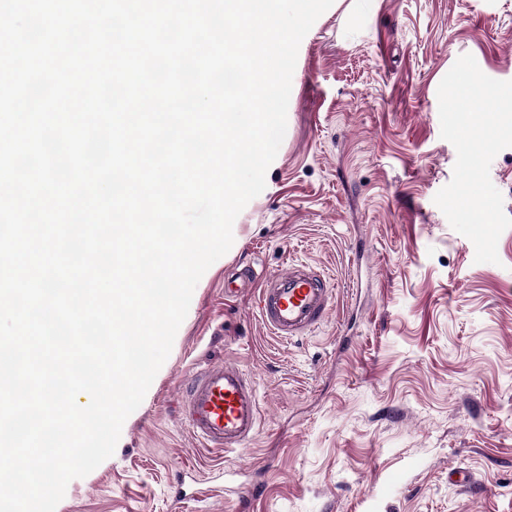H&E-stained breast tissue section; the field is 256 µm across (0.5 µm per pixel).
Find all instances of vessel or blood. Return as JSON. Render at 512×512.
<instances>
[{"label": "vessel or blood", "instance_id": "1", "mask_svg": "<svg viewBox=\"0 0 512 512\" xmlns=\"http://www.w3.org/2000/svg\"><path fill=\"white\" fill-rule=\"evenodd\" d=\"M259 280L257 313L269 334L282 341L302 338L318 328L334 304L328 279L306 262H289ZM180 416L201 447L224 453L244 449L261 416L249 372L228 362L193 371L182 392Z\"/></svg>", "mask_w": 512, "mask_h": 512}]
</instances>
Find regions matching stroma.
I'll use <instances>...</instances> for the list:
<instances>
[{
    "label": "stroma",
    "mask_w": 512,
    "mask_h": 512,
    "mask_svg": "<svg viewBox=\"0 0 512 512\" xmlns=\"http://www.w3.org/2000/svg\"><path fill=\"white\" fill-rule=\"evenodd\" d=\"M466 53L512 81V0H369L317 19L264 190L114 454L56 512H512V228L498 263H478L434 202L457 158L437 90ZM291 259L331 276L338 310L287 343L261 325L255 289L228 300L224 279ZM227 360L253 374L261 418L224 455L179 405L197 367ZM200 483L225 491L197 500Z\"/></svg>",
    "instance_id": "35a3bbf8"
}]
</instances>
